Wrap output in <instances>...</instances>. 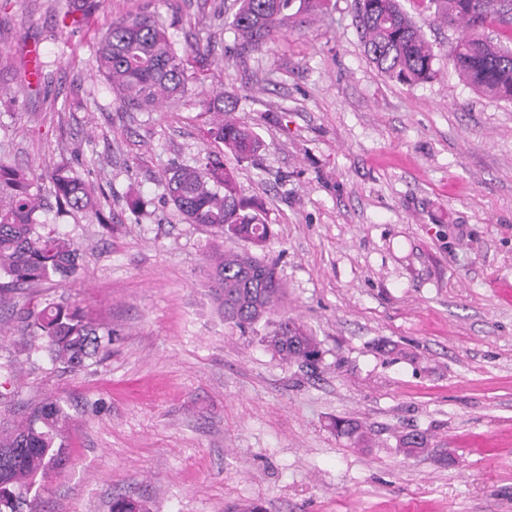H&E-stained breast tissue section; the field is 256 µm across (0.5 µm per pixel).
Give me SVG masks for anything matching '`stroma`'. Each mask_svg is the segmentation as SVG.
Wrapping results in <instances>:
<instances>
[{
    "label": "stroma",
    "instance_id": "1",
    "mask_svg": "<svg viewBox=\"0 0 512 512\" xmlns=\"http://www.w3.org/2000/svg\"><path fill=\"white\" fill-rule=\"evenodd\" d=\"M402 5L436 53L412 86L367 57L355 0L243 56L216 18L234 0H101L77 29L56 0H0V159L37 179L69 164L109 218L46 196L44 230L75 243L81 275L0 297V420L51 399L69 416L68 463L38 480L48 512H111L118 495L146 512H512V298L495 287L512 282V101L455 69L456 28ZM143 9L210 56L179 103L125 111L93 46ZM217 84L264 143L252 161L206 136ZM207 159L262 205L316 368L268 349L277 316L240 331L205 288L209 255L247 244L187 223L164 175ZM47 301L110 323L109 353L71 372L28 349L25 313ZM406 434L427 448L403 453Z\"/></svg>",
    "mask_w": 512,
    "mask_h": 512
}]
</instances>
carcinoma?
I'll list each match as a JSON object with an SVG mask.
<instances>
[{
	"label": "carcinoma",
	"mask_w": 512,
	"mask_h": 512,
	"mask_svg": "<svg viewBox=\"0 0 512 512\" xmlns=\"http://www.w3.org/2000/svg\"><path fill=\"white\" fill-rule=\"evenodd\" d=\"M327 0H237L231 28L239 54L261 51L290 29L323 11ZM477 4L482 26H477L470 5ZM433 19L460 26L462 35L448 56L461 76L480 92L512 101V46L485 35L491 25L512 26L505 0H428ZM97 0H66L64 19L79 12L87 20ZM357 17L365 52L375 67L391 79L414 85L434 74L435 51L422 29L400 0H356ZM209 47L181 52L167 27L145 12L112 19L101 32L95 50L97 72L109 83L122 107L152 111L180 100L191 75L189 54L202 56ZM202 108L212 113L207 130L211 140L237 161L254 157L263 142L252 130L239 125L224 107V87L207 93ZM50 190L60 211L81 213L106 223L101 202L84 179L68 166L59 165L49 175ZM168 197L190 224H200L225 239L244 240L264 249L273 236L261 218L260 206L239 194L234 171L210 160L197 166H177L166 176ZM41 186L30 174L0 159V292L21 289L43 281L65 282L77 276L78 250L60 235L38 231L42 210ZM206 288L218 303L224 321L241 332L253 328L281 307L285 286L276 264L248 252L224 250L207 271ZM25 321L37 349L74 372L86 366L112 342V328L87 318L71 304L48 302L26 313ZM267 346L281 359L312 364L320 355L319 343L302 324L280 320ZM66 412L55 402H44L20 419L0 428V512H41L37 476L67 463L62 428ZM336 433L364 439L357 421L340 418Z\"/></svg>",
	"instance_id": "carcinoma-1"
}]
</instances>
